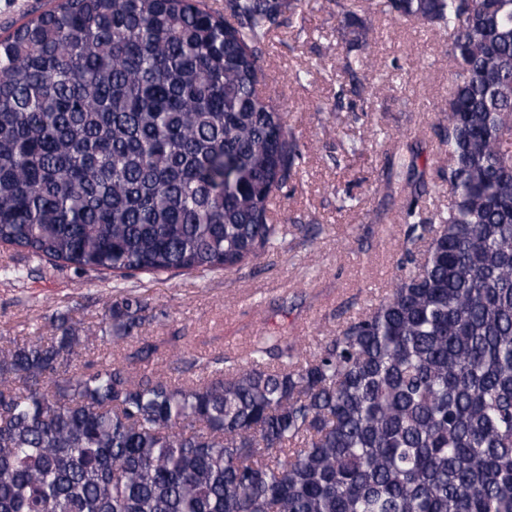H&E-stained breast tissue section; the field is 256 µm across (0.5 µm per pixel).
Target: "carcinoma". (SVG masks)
Wrapping results in <instances>:
<instances>
[{"mask_svg": "<svg viewBox=\"0 0 512 512\" xmlns=\"http://www.w3.org/2000/svg\"><path fill=\"white\" fill-rule=\"evenodd\" d=\"M454 61L448 206L417 270L314 351L262 336L241 363L189 352L173 381L56 313L0 346V512H512V0H383ZM293 0H55L0 39V245L119 277L240 268L283 238L269 206L301 150L257 92ZM429 240L416 256L413 246ZM97 365L72 356L95 345ZM202 369L205 377L192 378Z\"/></svg>", "mask_w": 512, "mask_h": 512, "instance_id": "obj_1", "label": "carcinoma"}]
</instances>
